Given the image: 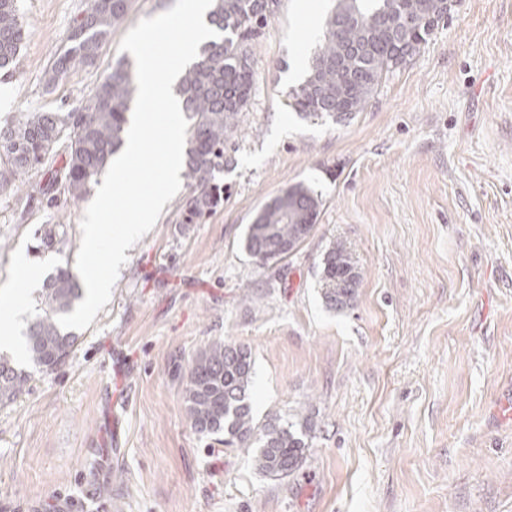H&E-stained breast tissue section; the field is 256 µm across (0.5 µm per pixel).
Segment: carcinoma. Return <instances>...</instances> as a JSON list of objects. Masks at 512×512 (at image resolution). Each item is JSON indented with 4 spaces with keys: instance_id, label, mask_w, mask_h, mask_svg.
I'll return each instance as SVG.
<instances>
[{
    "instance_id": "carcinoma-1",
    "label": "carcinoma",
    "mask_w": 512,
    "mask_h": 512,
    "mask_svg": "<svg viewBox=\"0 0 512 512\" xmlns=\"http://www.w3.org/2000/svg\"><path fill=\"white\" fill-rule=\"evenodd\" d=\"M17 0H0V71L16 63L27 33L19 22ZM280 0H213L210 23L223 37L200 48L198 60L181 75L178 93L187 114L185 177L190 193L180 203L182 223L194 224L224 199L216 173L224 169L226 144L237 132L256 80L253 44L274 17ZM130 0H88L70 31L68 49L43 73L52 89L71 71L88 66L129 12ZM448 20L445 0H337L325 24L302 83L289 91L290 105L304 117L336 123L364 111L383 80L407 64L440 23ZM137 85L129 65L118 63L72 112H19L0 125V188H20L26 176L66 141V160L53 182L67 183L66 197L80 200L104 172L123 142L127 112ZM320 199L298 184L272 199L248 226L244 248L262 268L289 255L317 222ZM64 233L43 228L39 248L51 252ZM326 304L335 310L351 305L361 274L351 253L332 245L321 259ZM77 273L56 266L42 289L43 312L28 326L25 355L34 365L53 370L65 362L78 336L57 323L83 298ZM250 350L217 340L195 360L184 393L187 417L201 434H224V446L256 449L258 468L272 477L296 473L312 447L314 424L308 417L284 422L271 417L255 422ZM30 374L0 356V403L25 391Z\"/></svg>"
}]
</instances>
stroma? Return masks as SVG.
Segmentation results:
<instances>
[{"mask_svg": "<svg viewBox=\"0 0 512 512\" xmlns=\"http://www.w3.org/2000/svg\"><path fill=\"white\" fill-rule=\"evenodd\" d=\"M176 0H131L93 65L45 91L87 0H18L29 36L0 84V120L69 112L129 52L123 36ZM309 0H281L254 48L257 80L219 174L224 201L185 224L181 196L128 250L110 303L63 364L31 368L0 406V512H512V0H458L448 21L347 123L303 119L289 75L316 38ZM64 151L22 189L0 190V290L19 254L40 278L75 262L88 199L42 189ZM322 200L311 236L258 267L247 227L296 184ZM60 251L35 253L44 226ZM344 245L362 279L327 307L320 262ZM246 346L256 422L316 427L302 469L261 474L253 450L198 433L183 396L214 340Z\"/></svg>", "mask_w": 512, "mask_h": 512, "instance_id": "1", "label": "stroma"}]
</instances>
